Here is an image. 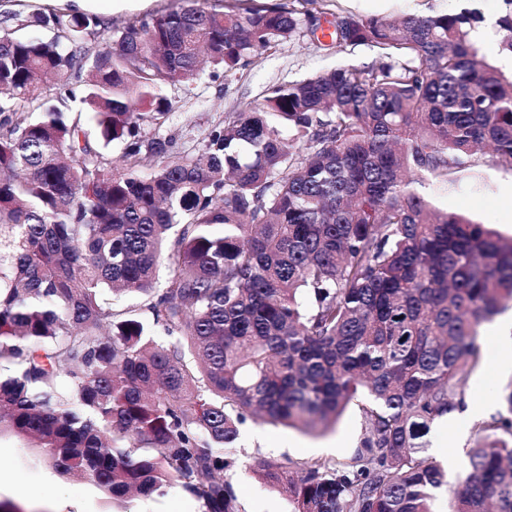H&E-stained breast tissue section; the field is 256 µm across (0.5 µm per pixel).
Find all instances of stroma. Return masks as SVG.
Here are the masks:
<instances>
[{"mask_svg":"<svg viewBox=\"0 0 512 512\" xmlns=\"http://www.w3.org/2000/svg\"><path fill=\"white\" fill-rule=\"evenodd\" d=\"M298 13L328 5L331 12L361 17H400L406 14H454L463 9L479 12L489 32L478 42L479 55L505 76H512V54L503 51V32L498 25L506 5L504 0H274ZM179 0H95L90 14L110 27L119 28L144 16L167 11ZM67 0H0V15L12 14V27L24 37H49L41 27H26L29 15L50 14L67 9ZM365 47L353 50L323 46L319 42L292 40L269 49L233 76L223 69L205 66L192 85L167 84L165 96L172 104V116L164 129L174 139V153H182L201 139L225 116L247 110L257 103L271 82L299 80L344 64L374 61ZM423 194L437 208L464 213L474 221L494 225L502 234L512 233V171L499 168L490 156H483L473 167L450 175L447 182H426ZM483 359L471 375L465 390L467 412H456L435 422L427 437L436 444L447 434L448 446L436 456L447 472L448 482H456L469 468L467 455L474 437L475 422L470 407L488 404L497 411L498 389L512 382V371L498 366L512 361V354L498 351L491 324L481 327ZM365 423L357 405H350L333 431L314 437L293 428L246 421L240 427L235 447L226 454L235 461L225 476L237 489L243 512H291L287 494L248 473L246 466L256 457H273L301 465L314 459H342L359 447ZM0 502H8L20 512H112L111 501L92 483L58 475L38 449L18 438L0 437ZM127 512H201L199 502L180 486L167 488L151 498L136 497L126 502Z\"/></svg>","mask_w":512,"mask_h":512,"instance_id":"obj_1","label":"stroma"}]
</instances>
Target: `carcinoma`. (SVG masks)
Returning <instances> with one entry per match:
<instances>
[{
  "instance_id": "carcinoma-1",
  "label": "carcinoma",
  "mask_w": 512,
  "mask_h": 512,
  "mask_svg": "<svg viewBox=\"0 0 512 512\" xmlns=\"http://www.w3.org/2000/svg\"><path fill=\"white\" fill-rule=\"evenodd\" d=\"M480 20L338 14L331 44L375 63L272 84L176 159L167 84L193 83L204 56L233 74L317 41L321 18L184 0L97 51L96 16L26 20L50 39L1 29L0 434L114 503L177 484L202 512H242L223 450L246 418L322 435L355 402L351 457L249 471L293 512H435L446 475L425 437L465 409L480 326L512 308V236L419 190L487 151L512 171V78L478 59ZM107 289L140 303L116 312ZM497 399L448 512H512V382Z\"/></svg>"
}]
</instances>
